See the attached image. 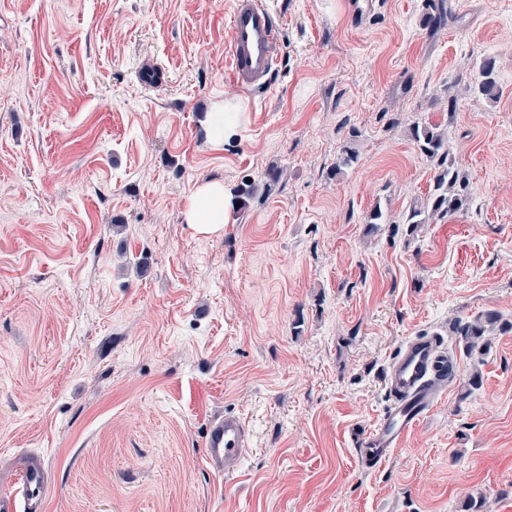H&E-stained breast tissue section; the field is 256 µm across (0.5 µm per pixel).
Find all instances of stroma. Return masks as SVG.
Listing matches in <instances>:
<instances>
[{
    "instance_id": "obj_1",
    "label": "stroma",
    "mask_w": 512,
    "mask_h": 512,
    "mask_svg": "<svg viewBox=\"0 0 512 512\" xmlns=\"http://www.w3.org/2000/svg\"><path fill=\"white\" fill-rule=\"evenodd\" d=\"M231 2L0 0V472L40 455L44 512H512V331L473 352L452 333L512 322V0H378L360 26L350 0H266L282 41L256 94L230 74ZM217 104L232 141L200 126ZM424 123L468 203L412 239L391 223L433 182ZM248 179L221 232L187 223L199 187ZM432 331L456 374L365 468L383 370ZM225 410L253 446L217 478L203 429ZM496 66V59L489 57L484 59L479 69L475 91L487 99H494L499 93L495 79ZM501 328L500 316L496 311L488 310L470 317L468 320H458L454 326V332L461 337L466 351H473L483 347L486 337L493 335Z\"/></svg>"
}]
</instances>
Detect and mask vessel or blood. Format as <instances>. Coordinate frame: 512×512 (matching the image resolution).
Returning a JSON list of instances; mask_svg holds the SVG:
<instances>
[{
	"label": "vessel or blood",
	"mask_w": 512,
	"mask_h": 512,
	"mask_svg": "<svg viewBox=\"0 0 512 512\" xmlns=\"http://www.w3.org/2000/svg\"><path fill=\"white\" fill-rule=\"evenodd\" d=\"M226 43L230 71L245 90L266 87L279 58L280 25L262 0H232ZM391 403L375 426L356 439L357 455L368 468L390 458L408 432L431 411L448 388V351L443 336L409 337L384 373ZM252 445L246 420L234 412L215 414L205 426L204 464L214 475L238 474ZM47 474L43 461L27 456L0 489V512H42Z\"/></svg>",
	"instance_id": "obj_1"
}]
</instances>
